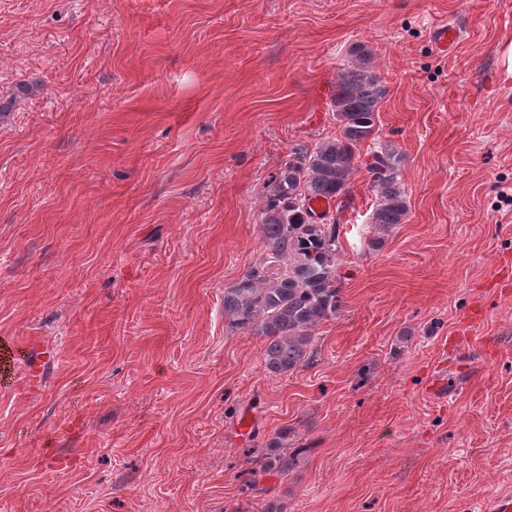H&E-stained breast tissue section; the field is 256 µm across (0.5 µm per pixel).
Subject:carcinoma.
I'll use <instances>...</instances> for the list:
<instances>
[{
  "label": "carcinoma",
  "mask_w": 512,
  "mask_h": 512,
  "mask_svg": "<svg viewBox=\"0 0 512 512\" xmlns=\"http://www.w3.org/2000/svg\"><path fill=\"white\" fill-rule=\"evenodd\" d=\"M386 95L372 47L357 45L332 88L336 136L293 150L271 176L261 224L268 257L224 288L228 325L262 339L263 364L271 374L287 376L312 364L316 330L342 310L341 225L336 215L316 213L312 201L324 198L342 210L349 207L353 177L363 167L375 195L368 248L378 247L384 232L407 220L404 157L379 140ZM365 154L371 161L363 160ZM285 440L280 433L266 443L247 488L256 489L259 476H282L294 468L297 458L279 451Z\"/></svg>",
  "instance_id": "obj_1"
}]
</instances>
